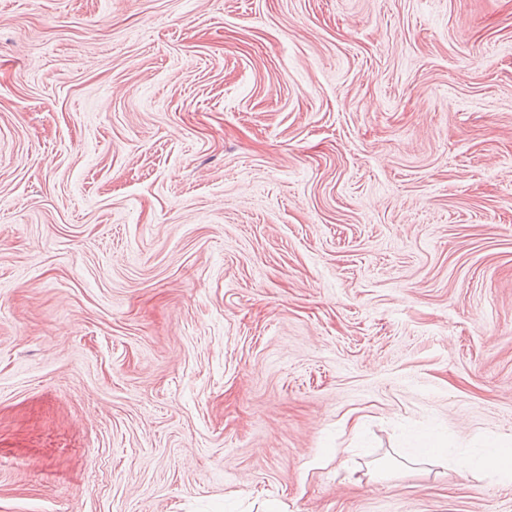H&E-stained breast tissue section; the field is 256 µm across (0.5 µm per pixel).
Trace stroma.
Segmentation results:
<instances>
[{
    "label": "stroma",
    "mask_w": 512,
    "mask_h": 512,
    "mask_svg": "<svg viewBox=\"0 0 512 512\" xmlns=\"http://www.w3.org/2000/svg\"><path fill=\"white\" fill-rule=\"evenodd\" d=\"M501 439L512 0H0V512H512ZM511 443L489 445L479 457H471L470 467H478L498 477L500 481L512 482Z\"/></svg>",
    "instance_id": "1"
}]
</instances>
